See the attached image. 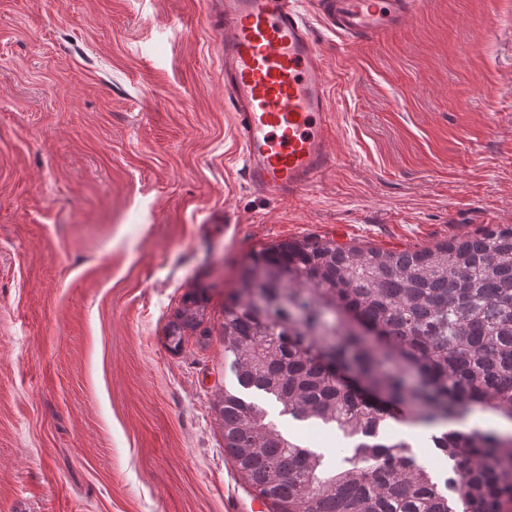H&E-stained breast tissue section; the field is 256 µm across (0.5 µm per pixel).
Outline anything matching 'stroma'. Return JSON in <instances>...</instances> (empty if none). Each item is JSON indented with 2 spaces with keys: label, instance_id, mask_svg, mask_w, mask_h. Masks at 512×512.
<instances>
[{
  "label": "stroma",
  "instance_id": "1",
  "mask_svg": "<svg viewBox=\"0 0 512 512\" xmlns=\"http://www.w3.org/2000/svg\"><path fill=\"white\" fill-rule=\"evenodd\" d=\"M323 53L334 165L251 194L211 0H0V512H259L224 451V302L264 247H430L512 224V0H427ZM199 325L170 334L187 294ZM333 456L340 431L282 414ZM439 478L428 432L388 420Z\"/></svg>",
  "mask_w": 512,
  "mask_h": 512
}]
</instances>
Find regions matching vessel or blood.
<instances>
[{
	"instance_id": "vessel-or-blood-1",
	"label": "vessel or blood",
	"mask_w": 512,
	"mask_h": 512,
	"mask_svg": "<svg viewBox=\"0 0 512 512\" xmlns=\"http://www.w3.org/2000/svg\"><path fill=\"white\" fill-rule=\"evenodd\" d=\"M425 0H322L320 18L344 38H376L415 22ZM224 94L252 192L303 195L332 167L336 137L323 55L294 0H221Z\"/></svg>"
}]
</instances>
